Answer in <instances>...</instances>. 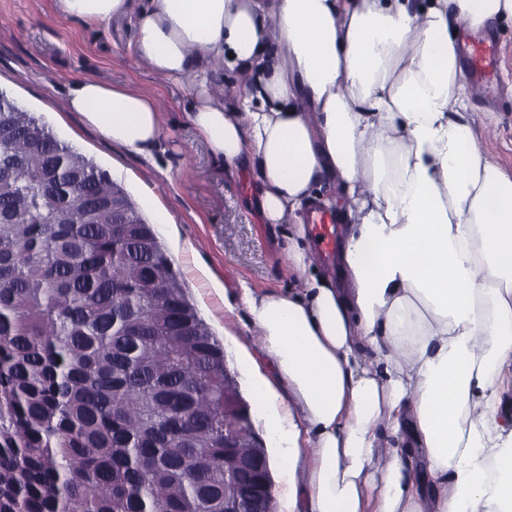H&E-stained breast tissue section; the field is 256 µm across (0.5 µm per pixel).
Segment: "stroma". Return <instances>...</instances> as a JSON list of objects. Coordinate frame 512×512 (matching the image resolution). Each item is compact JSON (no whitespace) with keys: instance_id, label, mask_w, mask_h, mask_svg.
I'll use <instances>...</instances> for the list:
<instances>
[{"instance_id":"obj_1","label":"stroma","mask_w":512,"mask_h":512,"mask_svg":"<svg viewBox=\"0 0 512 512\" xmlns=\"http://www.w3.org/2000/svg\"><path fill=\"white\" fill-rule=\"evenodd\" d=\"M489 33L501 63L496 79L473 98V118L485 149L512 174V25ZM134 39L128 22L88 25L62 15L57 0H0V89L92 158L153 224L190 299L223 343L253 429L265 440L264 403L254 394L253 381L270 367L242 290L297 287L286 252L288 227L261 222L251 203L254 173L232 174L215 163L187 118L189 94L144 66ZM84 77L161 102L162 136L152 157L105 142L78 113L68 111V89Z\"/></svg>"}]
</instances>
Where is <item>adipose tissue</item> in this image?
Instances as JSON below:
<instances>
[{"mask_svg": "<svg viewBox=\"0 0 512 512\" xmlns=\"http://www.w3.org/2000/svg\"><path fill=\"white\" fill-rule=\"evenodd\" d=\"M57 3L132 19L138 58L188 89L214 159L256 171L264 223L288 227L302 288L243 291L288 394L259 389L285 512H512V175L479 142L460 57L512 0ZM228 73L247 78L231 107ZM67 108L130 153L159 144L143 93L85 77ZM315 202L342 226L334 273L297 220Z\"/></svg>", "mask_w": 512, "mask_h": 512, "instance_id": "ef3b65f1", "label": "adipose tissue"}]
</instances>
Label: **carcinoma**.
<instances>
[{
    "instance_id": "carcinoma-1",
    "label": "carcinoma",
    "mask_w": 512,
    "mask_h": 512,
    "mask_svg": "<svg viewBox=\"0 0 512 512\" xmlns=\"http://www.w3.org/2000/svg\"><path fill=\"white\" fill-rule=\"evenodd\" d=\"M230 403L269 495L224 347L157 233L0 89V512H224L243 493Z\"/></svg>"
}]
</instances>
